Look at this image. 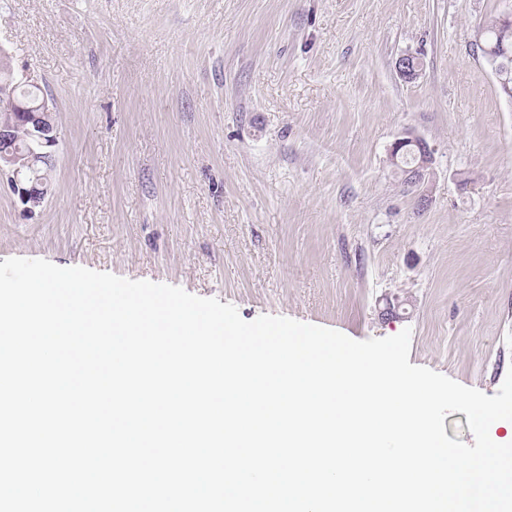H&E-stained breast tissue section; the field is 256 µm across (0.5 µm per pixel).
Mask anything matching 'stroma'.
<instances>
[{"label": "stroma", "mask_w": 512, "mask_h": 512, "mask_svg": "<svg viewBox=\"0 0 512 512\" xmlns=\"http://www.w3.org/2000/svg\"><path fill=\"white\" fill-rule=\"evenodd\" d=\"M505 0H0V48L59 128L0 261L178 286L495 395L512 369V102L477 53ZM416 54L402 80L397 57ZM434 150L422 189L390 156ZM428 204H421L420 194ZM399 299L396 315H384ZM406 143L414 144L420 152L421 160L415 169V182L411 185V187L418 188L425 183L426 178L430 175L433 164V150L423 138L412 131H406L402 137L396 139L392 144L391 157L394 164L398 163V152Z\"/></svg>", "instance_id": "35a3bbf8"}]
</instances>
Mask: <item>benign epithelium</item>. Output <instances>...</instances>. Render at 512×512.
<instances>
[{
    "label": "benign epithelium",
    "mask_w": 512,
    "mask_h": 512,
    "mask_svg": "<svg viewBox=\"0 0 512 512\" xmlns=\"http://www.w3.org/2000/svg\"><path fill=\"white\" fill-rule=\"evenodd\" d=\"M505 26L502 41L485 46V30L476 33L475 43L482 48L483 59L491 68L504 97L512 100V86L503 78L500 72L499 53L508 52L512 48V11L506 10L501 15ZM397 69L407 81L417 79L422 72V63L416 55L404 53L397 60ZM36 86L38 82L29 75H15L13 79L0 83V96L15 97L16 89L20 86ZM24 128L26 143L18 145L17 130ZM411 143L420 152L421 160L415 169L413 187L423 185L430 175L433 164V150L429 144L412 131H407L392 144L391 157L398 162V152L401 147ZM59 144L58 127L54 120L53 105L50 99L39 94L31 99L16 101V111L0 121V173L8 176L13 193L18 196L29 214L39 210L49 192L51 183L45 176L39 174L44 164L56 163V151Z\"/></svg>",
    "instance_id": "benign-epithelium-1"
}]
</instances>
